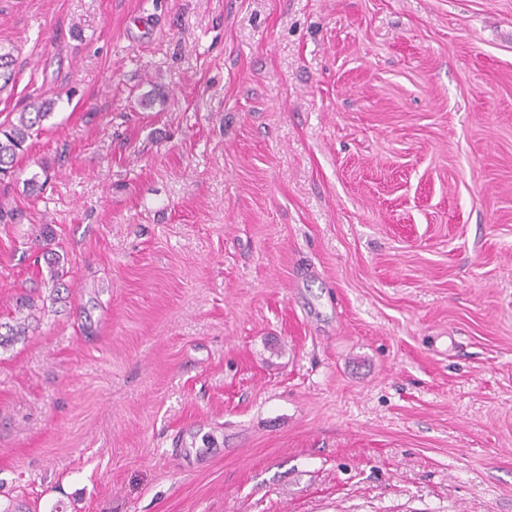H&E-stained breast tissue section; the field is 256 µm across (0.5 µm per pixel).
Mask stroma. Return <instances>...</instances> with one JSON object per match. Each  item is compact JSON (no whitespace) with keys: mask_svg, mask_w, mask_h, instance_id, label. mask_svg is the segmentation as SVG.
Masks as SVG:
<instances>
[{"mask_svg":"<svg viewBox=\"0 0 512 512\" xmlns=\"http://www.w3.org/2000/svg\"><path fill=\"white\" fill-rule=\"evenodd\" d=\"M0 503L512 512V0H0ZM47 175L30 193L32 174ZM54 102H31L18 113L17 123L13 121L0 125V172L7 173L14 168L18 157L25 150V143L39 130L42 122L52 113ZM32 109L34 112L28 111ZM42 257H43V259L47 265V268L49 269V272H50L49 280L52 283L50 296L51 295L53 296L54 294H56V297L52 298V300L53 301L60 300V299H62V297H59V294L62 293L64 290L67 293V291L69 290L68 288H70V286H68L63 281L64 267L61 266L62 270H60L61 257L58 253L54 252L52 249L44 252L42 254ZM61 288H62V291H61Z\"/></svg>","mask_w":512,"mask_h":512,"instance_id":"obj_1","label":"stroma"}]
</instances>
